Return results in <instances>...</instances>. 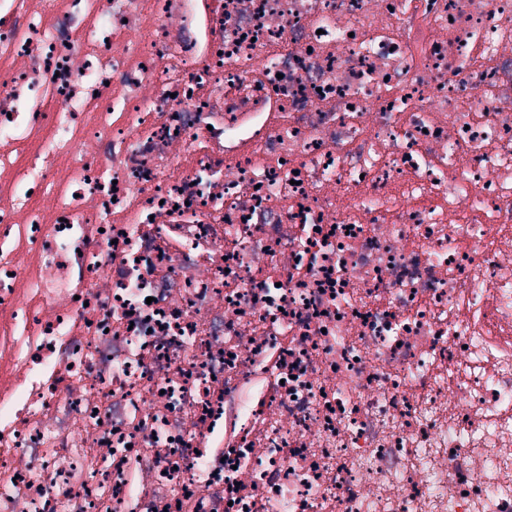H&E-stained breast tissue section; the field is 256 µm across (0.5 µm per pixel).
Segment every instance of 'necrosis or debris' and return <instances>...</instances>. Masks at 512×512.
I'll list each match as a JSON object with an SVG mask.
<instances>
[{
	"mask_svg": "<svg viewBox=\"0 0 512 512\" xmlns=\"http://www.w3.org/2000/svg\"><path fill=\"white\" fill-rule=\"evenodd\" d=\"M0 512H512V0H0Z\"/></svg>",
	"mask_w": 512,
	"mask_h": 512,
	"instance_id": "obj_1",
	"label": "necrosis or debris"
}]
</instances>
